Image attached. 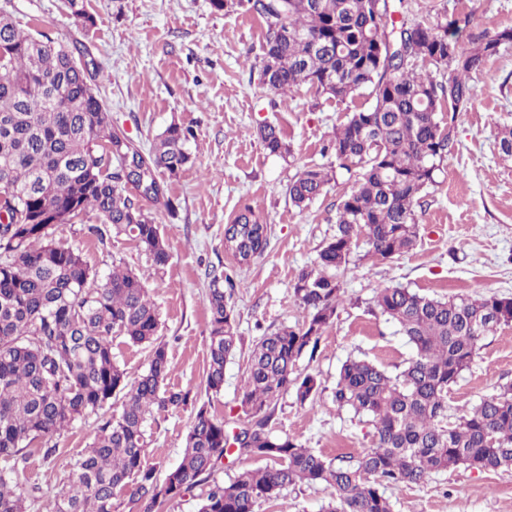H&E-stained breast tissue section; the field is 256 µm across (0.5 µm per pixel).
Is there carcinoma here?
<instances>
[{
    "label": "carcinoma",
    "mask_w": 512,
    "mask_h": 512,
    "mask_svg": "<svg viewBox=\"0 0 512 512\" xmlns=\"http://www.w3.org/2000/svg\"><path fill=\"white\" fill-rule=\"evenodd\" d=\"M217 11L246 6L265 23L260 79L284 94L306 88L338 102L369 91L370 106L353 112L322 147L328 165L304 167L288 184L301 208L319 198L337 171L357 172L336 208V230L315 265L302 270L293 295L306 311L296 327L261 336L250 355L236 419L212 410L224 387V366L240 336L227 273L208 284L209 346L206 399L180 464L157 476L148 461L144 424L154 408L179 407L190 393L163 388L170 367L160 340L159 315L143 277L114 264L101 275L82 253L53 238L55 227L95 213L104 239L113 230L131 238L163 267L170 261L160 225L144 208L172 212L166 178L193 163L188 127L172 123L158 134L135 177L119 169L124 147L103 99L89 84L74 51L35 36L0 12V456L26 465L28 448L49 460L53 441L78 418L115 405L89 447L71 465L69 482L49 512H113L127 491L144 512H156L202 482L212 485L199 512H255L296 483L332 490L324 512H393L381 487L421 486L434 475L465 466L512 468V386L448 420V391L474 360L481 339L512 325V298H430L404 287L378 289L375 306L399 327L414 355L396 374L363 359L345 361L333 401L373 424V446L343 465L295 439L273 434L275 405L290 393L304 406L321 392L296 363L315 353L344 301L341 270L349 264L360 228L369 226L366 257L390 261L409 253L420 236L416 206L454 146L456 115L476 95L470 75L512 29L484 33L468 47L448 35V22L397 23L389 0H211ZM445 80L434 76L447 54ZM258 137L272 155H291L281 128ZM269 245V227L249 205L224 225V251L245 266ZM117 338L151 347L146 372L132 378L113 360ZM236 444L230 449L228 444ZM259 458L267 465L215 479L224 458ZM36 489L0 473V512H27Z\"/></svg>",
    "instance_id": "cac0c4a2"
}]
</instances>
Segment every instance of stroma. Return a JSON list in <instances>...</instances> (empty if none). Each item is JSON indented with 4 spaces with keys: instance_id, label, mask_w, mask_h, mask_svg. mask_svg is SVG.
<instances>
[{
    "instance_id": "35a3bbf8",
    "label": "stroma",
    "mask_w": 512,
    "mask_h": 512,
    "mask_svg": "<svg viewBox=\"0 0 512 512\" xmlns=\"http://www.w3.org/2000/svg\"><path fill=\"white\" fill-rule=\"evenodd\" d=\"M397 16L422 20L442 14L448 21L470 16L460 39L512 29V0H390ZM86 0L94 27L77 24L67 0H0V11L54 42L78 45L92 60L90 83L103 98L115 128L149 148L171 122L192 129V165L168 184L175 212L152 207L171 252L167 266L123 234L97 238L87 231L95 216L58 225L54 237L82 250L105 273L122 261L144 273L160 314L167 344L169 389L203 393L207 366L209 271L235 268L224 251V226L251 205L270 226L264 255L241 273L234 304L242 338L224 368V390L212 400L217 415L237 416L238 398L255 341L280 326L305 318L292 284L311 266L336 227V206L354 183L339 176L308 207L290 201L289 182L304 167L325 164L323 143L349 114L366 104L357 96L339 102L307 90L285 95L259 82L264 43L262 18L247 8L215 11L210 0ZM476 97L455 123L454 147L416 208L421 226L416 247L399 259H365L358 242L341 275L346 299L325 330L314 355H302L297 370L313 374L322 391L298 405L287 395L276 404L272 431L295 438L330 458L348 459L372 444L367 418L337 409L332 390L347 359L374 362L399 372L412 349L397 326L375 307L377 289L404 286L431 298L499 295L512 297V162L499 156L498 132L512 125V45L502 46L472 72ZM282 128L292 155H269L257 136L260 125ZM512 384V326L485 336L474 360L448 392V416L467 414L480 400ZM192 406L155 412L145 426L146 451L160 471L177 466L193 423ZM101 415L77 419L57 439L52 462L32 452L19 479L40 492L29 512H47L66 485L71 464L87 447ZM394 512H512V470L458 467L419 487H386ZM331 492L321 486L288 487L256 512H322Z\"/></svg>"
}]
</instances>
